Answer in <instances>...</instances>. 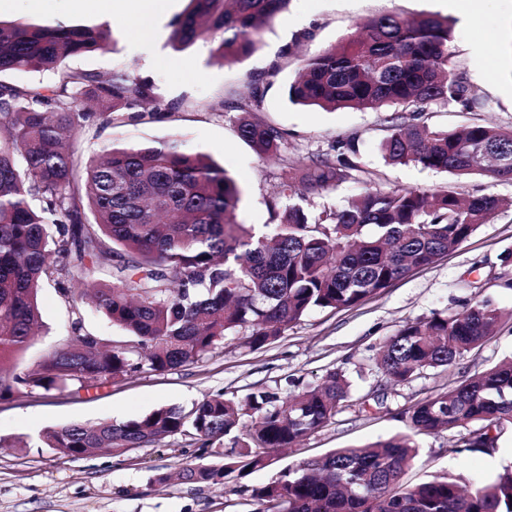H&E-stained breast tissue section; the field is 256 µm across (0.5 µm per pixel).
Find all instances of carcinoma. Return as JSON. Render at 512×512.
Segmentation results:
<instances>
[{"label":"carcinoma","mask_w":512,"mask_h":512,"mask_svg":"<svg viewBox=\"0 0 512 512\" xmlns=\"http://www.w3.org/2000/svg\"><path fill=\"white\" fill-rule=\"evenodd\" d=\"M290 0H191L172 22L173 46L184 49L218 36L216 58L234 64L252 55L262 27ZM105 27L0 21V74L53 70V85L0 83V399L16 394L125 380L197 362L228 340L258 350L317 309L344 310L388 288L414 269L433 264L506 206L493 194L463 198L451 186L434 189L368 187L347 206L317 216L298 203L274 212L271 234L238 220L242 190L210 156L176 141L114 145L85 168L73 186L79 131L106 113L140 119L153 101L129 72L108 77L64 69L73 55L102 50ZM452 26L437 14L384 13L356 26L349 38L304 60L288 100L324 111H392L380 143L384 161L456 175L512 180V130L469 125L432 129L421 122L432 106L472 111L479 102L454 60ZM105 107L89 112L70 93ZM257 89L235 103L238 136L262 157L280 154L284 132L253 118ZM353 140L331 153L283 163L278 195L310 202L363 173L352 161ZM90 211L94 223L84 221ZM112 278L100 285L92 269ZM53 282L77 306L80 284L98 308L127 333L110 340L87 333L80 315L72 336L36 368L10 365L37 336L38 293ZM503 313L488 300L450 315L405 322L381 347L377 364L394 385L448 367L492 336ZM350 383L339 371L283 394L259 388L245 396L204 397L186 411L162 406L122 422L72 423L42 436L68 456L74 449L156 446L190 433L198 447L225 439L221 465L189 463L186 483L225 484L267 466L298 439L323 428L346 402ZM416 434L464 430L453 452L491 454L512 429V360L498 363L401 413ZM419 451L397 435L362 448H338L284 468L251 489L257 512H512V465L471 489L438 473L408 483Z\"/></svg>","instance_id":"obj_1"}]
</instances>
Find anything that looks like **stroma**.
I'll use <instances>...</instances> for the list:
<instances>
[{
    "label": "stroma",
    "mask_w": 512,
    "mask_h": 512,
    "mask_svg": "<svg viewBox=\"0 0 512 512\" xmlns=\"http://www.w3.org/2000/svg\"><path fill=\"white\" fill-rule=\"evenodd\" d=\"M191 6L173 0L168 15L154 25L152 50L113 30L106 49L70 57L67 70L91 75L128 71L150 87L160 109L133 123H93L75 143L79 163L112 143L155 144L179 140L210 155L243 190L239 218L243 223H272V207H284L278 182L282 162L297 163L326 153L339 139L355 137L357 160L376 186L432 189L449 184L465 195L492 193L512 200V181L458 176L414 165L385 163L379 144L386 136V111L340 109L312 111L289 102L287 89L305 57L347 39L358 23L387 12L407 17L436 13L434 0H291L287 10L260 34L257 51L232 65L212 57L214 41H199L184 51L170 42L171 22ZM453 50L459 66L481 101L476 112L455 106L434 107L424 120L454 130L474 123L512 128V0H484L477 21L451 15ZM2 22L73 26L102 25L100 16L76 10L74 0H45L43 12L13 0L0 13ZM311 40H303L304 32ZM277 68L256 112L259 120L285 133L281 157H260L236 132L234 102L246 91L251 75ZM512 207L499 211L466 241L433 265L394 281L383 292L341 311L314 310L274 343L249 350L232 344L197 363L163 373L144 371L116 384H90L35 391L0 400V512H256L249 490L275 480L282 468L336 448H355L406 432L399 414L420 400L452 387L465 377L512 357ZM492 301L503 313L498 332L453 366L428 370L414 381L393 386L376 364L383 342L406 321L452 312L459 305ZM43 330L33 345L14 360L18 369L34 368L71 333V315L53 283L40 292ZM345 372L350 397L332 421L304 438L270 466L244 478L228 477L224 487L186 484L175 475L188 463H218L228 448L216 441L197 448L184 434L161 445L117 452L97 449L72 460L54 448L41 447L47 430L71 423L126 421L162 406L191 408L216 393L241 397L251 390L287 386L298 379L318 383L333 370ZM457 433L421 434L419 454L407 474L415 483L451 471L467 484L488 482L512 463V430L492 454H455ZM169 475L158 483V475Z\"/></svg>",
    "instance_id": "1"
}]
</instances>
